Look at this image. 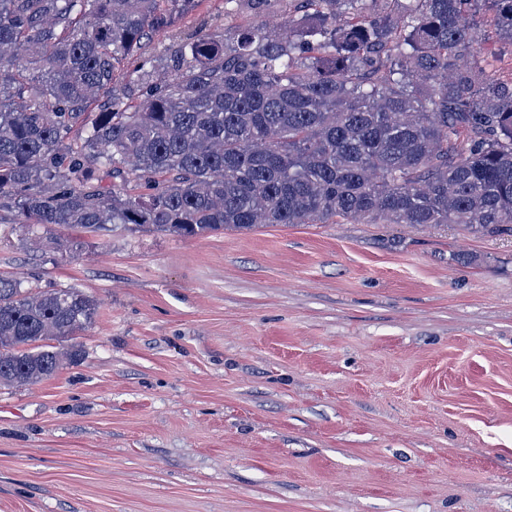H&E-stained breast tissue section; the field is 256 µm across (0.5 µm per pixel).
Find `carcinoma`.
Listing matches in <instances>:
<instances>
[{"instance_id":"1","label":"carcinoma","mask_w":512,"mask_h":512,"mask_svg":"<svg viewBox=\"0 0 512 512\" xmlns=\"http://www.w3.org/2000/svg\"><path fill=\"white\" fill-rule=\"evenodd\" d=\"M285 2L184 35L199 0H0V221L512 236V0ZM97 309L1 275L0 385L76 361Z\"/></svg>"}]
</instances>
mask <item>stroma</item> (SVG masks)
Listing matches in <instances>:
<instances>
[{
	"mask_svg": "<svg viewBox=\"0 0 512 512\" xmlns=\"http://www.w3.org/2000/svg\"><path fill=\"white\" fill-rule=\"evenodd\" d=\"M0 224V275L99 303L0 387V512H512V237L456 225Z\"/></svg>",
	"mask_w": 512,
	"mask_h": 512,
	"instance_id": "35a3bbf8",
	"label": "stroma"
}]
</instances>
